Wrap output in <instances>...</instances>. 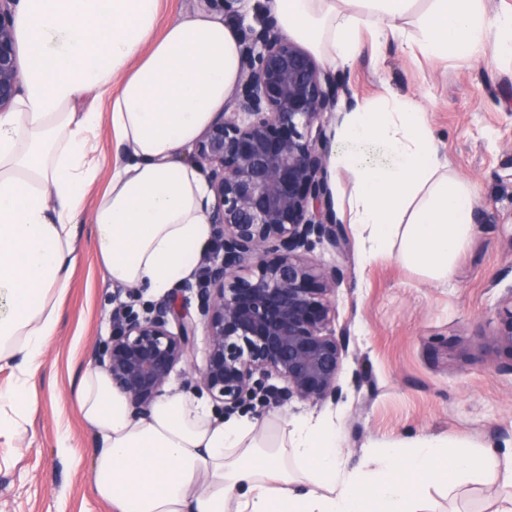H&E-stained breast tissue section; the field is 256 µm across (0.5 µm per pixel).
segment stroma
I'll return each mask as SVG.
<instances>
[{"instance_id":"stroma-1","label":"stroma","mask_w":512,"mask_h":512,"mask_svg":"<svg viewBox=\"0 0 512 512\" xmlns=\"http://www.w3.org/2000/svg\"><path fill=\"white\" fill-rule=\"evenodd\" d=\"M330 72L358 102L388 93L422 100L452 170L476 190L478 231L460 253L449 287L429 284L394 255L365 265L346 222L348 185L331 183L347 246L316 248L313 258L340 274L331 302L348 346L342 397L323 404L294 400L260 409L253 419L276 435L300 416L333 420L350 469L369 445L448 433L511 450L512 373L502 368L495 332L500 297L512 286V67L488 58L432 63L391 41L365 47L350 67ZM77 241L80 257L58 334L44 350L32 391L36 408L0 433V512H108L91 483L99 439L75 410L73 394L112 334L113 310L128 302L141 314L152 300L130 296L105 277L87 225H78ZM206 352L200 327L168 389L197 393ZM400 474L425 512H483L495 491L485 480H465L450 491L406 464Z\"/></svg>"}]
</instances>
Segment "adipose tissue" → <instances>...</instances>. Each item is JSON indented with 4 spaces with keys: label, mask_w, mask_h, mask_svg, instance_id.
Wrapping results in <instances>:
<instances>
[{
    "label": "adipose tissue",
    "mask_w": 512,
    "mask_h": 512,
    "mask_svg": "<svg viewBox=\"0 0 512 512\" xmlns=\"http://www.w3.org/2000/svg\"><path fill=\"white\" fill-rule=\"evenodd\" d=\"M262 2L286 37L332 65H350L368 33L433 62L512 61V8L491 14L485 0ZM160 12L161 0L17 4L20 92L0 113V362L20 377L0 426L34 408L30 381L58 332L77 224H91L105 276L147 296L191 276L211 244V192L185 153L238 84L239 35L207 14L164 23ZM338 140L331 168L351 186L362 262L393 252L447 285L476 232V200L449 170L424 103L390 94L359 104ZM107 163L109 184L86 209V188ZM75 402L100 438L92 484L111 512H418L397 475L404 461L422 477L477 475L512 488V454L450 434L372 447L350 470L325 422L298 419L285 453L249 418L216 422L183 393H162L135 416L94 368Z\"/></svg>",
    "instance_id": "ef3b65f1"
}]
</instances>
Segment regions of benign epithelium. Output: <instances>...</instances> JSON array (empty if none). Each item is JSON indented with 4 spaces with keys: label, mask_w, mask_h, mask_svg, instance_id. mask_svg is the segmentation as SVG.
<instances>
[{
    "label": "benign epithelium",
    "mask_w": 512,
    "mask_h": 512,
    "mask_svg": "<svg viewBox=\"0 0 512 512\" xmlns=\"http://www.w3.org/2000/svg\"><path fill=\"white\" fill-rule=\"evenodd\" d=\"M17 2L0 0V112L19 89ZM233 18L234 108L217 114L194 152L214 193L218 244L195 291L208 341L199 380L225 413L261 398L274 407L324 403L341 395L347 355L327 300L339 273L311 257L318 245L346 247L328 179L331 123L343 117L340 85L274 16L258 29ZM196 328L174 295L144 316L115 310L98 365L135 411L146 410L185 360ZM495 341L512 372V287L498 303Z\"/></svg>",
    "instance_id": "benign-epithelium-1"
}]
</instances>
